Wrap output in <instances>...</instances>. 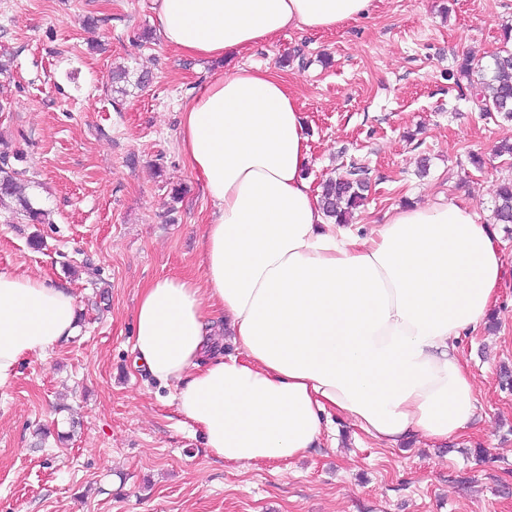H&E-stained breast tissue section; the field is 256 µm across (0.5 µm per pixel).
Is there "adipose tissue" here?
<instances>
[{
    "instance_id": "ef3b65f1",
    "label": "adipose tissue",
    "mask_w": 512,
    "mask_h": 512,
    "mask_svg": "<svg viewBox=\"0 0 512 512\" xmlns=\"http://www.w3.org/2000/svg\"><path fill=\"white\" fill-rule=\"evenodd\" d=\"M374 0H153L164 43L225 58L286 30H333ZM179 150L211 201L202 279L140 288L135 364L175 382L178 411L227 463L307 455L338 414L395 447L465 434L475 381L458 342L496 301V234L464 204L398 207L356 230L326 220L303 175L296 96L275 72L239 67L183 107ZM77 298L0 271V391L23 358L74 336ZM236 352H222L224 340Z\"/></svg>"
}]
</instances>
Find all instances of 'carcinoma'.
<instances>
[{"label":"carcinoma","mask_w":512,"mask_h":512,"mask_svg":"<svg viewBox=\"0 0 512 512\" xmlns=\"http://www.w3.org/2000/svg\"><path fill=\"white\" fill-rule=\"evenodd\" d=\"M448 79L455 85L467 81L474 88L472 100L479 111L488 115L497 114L502 120L512 122V49L507 47L491 56V61L483 66L464 56L456 69L448 71ZM24 161L17 150H0V201L13 198L19 211L33 224L45 221L44 210L34 206L22 193L20 182L26 170L16 164ZM367 183L361 177V170L353 168L345 175L322 185L321 201L326 217L337 224H348L356 210L365 200ZM494 219L498 224H512V179H505L499 186L494 201Z\"/></svg>","instance_id":"carcinoma-1"}]
</instances>
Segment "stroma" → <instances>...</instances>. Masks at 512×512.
<instances>
[{
	"mask_svg": "<svg viewBox=\"0 0 512 512\" xmlns=\"http://www.w3.org/2000/svg\"><path fill=\"white\" fill-rule=\"evenodd\" d=\"M510 26L512 0H376L336 30H287L211 61L163 43L151 0H0V142L23 153L26 193L49 214L29 224L0 207V270L70 288L79 304L76 335L26 358L0 392V512H512V224L493 222L512 123L448 79L462 56L488 61ZM244 66L296 95L312 189L364 167L354 224L440 198L494 224L493 323L459 342L478 390L472 431L382 448L334 415L306 457L242 467L212 457L173 386L134 367L139 288L202 276L211 202L179 152L180 114Z\"/></svg>",
	"mask_w": 512,
	"mask_h": 512,
	"instance_id": "stroma-1",
	"label": "stroma"
}]
</instances>
